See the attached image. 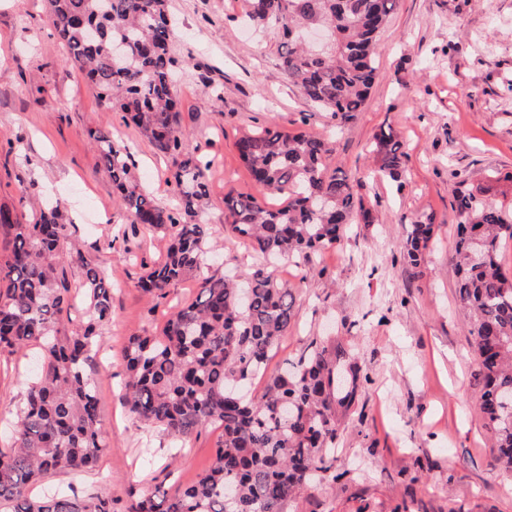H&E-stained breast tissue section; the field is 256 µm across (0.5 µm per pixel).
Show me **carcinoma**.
I'll return each instance as SVG.
<instances>
[{
  "mask_svg": "<svg viewBox=\"0 0 512 512\" xmlns=\"http://www.w3.org/2000/svg\"><path fill=\"white\" fill-rule=\"evenodd\" d=\"M248 19L285 39L281 65L288 82L340 123L363 110L377 71L375 41L397 0H245ZM49 20L71 61L98 89L111 112L123 113L156 150L174 159L180 189L176 209L159 205L138 184L127 151L92 130L130 229L151 226L169 237L165 256L141 276L153 297L190 277L197 297L174 308L158 336H135L124 348V399L147 426L188 438L207 426L222 434L209 466L168 501L145 490L130 512H288L311 483L336 481V440L342 419L370 381L349 351L313 339L295 363L268 377L255 400L241 388L266 375L268 360L288 333L293 288L272 268L313 266L351 224L375 218L340 167L330 168L332 142L275 125L244 133L237 151L256 192L224 193V230L264 261L236 277L204 275L213 248L202 223L208 194L198 147L177 110L175 58L169 47L166 0H48ZM374 176L402 187L406 153L391 131L373 138ZM487 189H457L460 221L451 262L459 306L477 359L479 411L495 440L493 465L512 474V273L501 250L512 240V216ZM284 197L273 208L262 199ZM10 254L0 264V348L38 350L37 369L20 380L25 401L0 451V512H113L105 492L41 498L30 488L57 471L80 473L99 459L97 389L86 366L101 346L100 327L112 316V279L88 266L81 285L84 311L75 331H61L76 289L66 270V225L54 207L22 220L0 207ZM435 227L432 216L411 225L403 257L420 266Z\"/></svg>",
  "mask_w": 512,
  "mask_h": 512,
  "instance_id": "1",
  "label": "carcinoma"
}]
</instances>
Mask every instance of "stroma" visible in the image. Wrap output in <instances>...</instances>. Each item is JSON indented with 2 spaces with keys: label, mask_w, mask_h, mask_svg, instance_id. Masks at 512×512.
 <instances>
[{
  "label": "stroma",
  "mask_w": 512,
  "mask_h": 512,
  "mask_svg": "<svg viewBox=\"0 0 512 512\" xmlns=\"http://www.w3.org/2000/svg\"><path fill=\"white\" fill-rule=\"evenodd\" d=\"M244 10V0H168L181 123L212 161L203 208L217 254L209 275L258 266L254 251L224 230L225 192L254 189L236 148L247 130L273 124L329 137L331 165L360 179L375 216L352 225L313 269L275 271L294 287L295 304L270 371L318 337L353 351L370 377L337 440L344 478L308 486L290 512H512V475L492 465L451 265L454 185L490 186L492 200L512 212V0H398L377 37V78L365 106L341 125L289 85L278 37L249 25ZM387 127L407 155L399 187L367 175L373 137ZM96 129L128 149L140 185L159 204L177 205L172 157L108 111L69 61L45 0H0V206L29 219L59 204L72 284L81 285L86 261L114 282L112 317L90 365L106 449L93 470L56 472L46 483L80 495L105 491L123 512L144 490L171 498L195 480L220 431L210 426L176 443L123 403L129 338L158 333L167 312L198 288L184 280L157 304L139 288L169 239L147 225L128 232L129 216L89 137ZM425 215L435 242L415 270L401 247ZM35 366L32 355L0 350L2 450L24 399L19 379Z\"/></svg>",
  "instance_id": "1"
}]
</instances>
